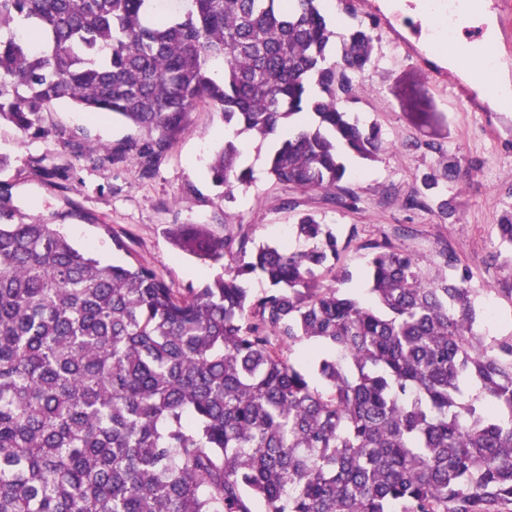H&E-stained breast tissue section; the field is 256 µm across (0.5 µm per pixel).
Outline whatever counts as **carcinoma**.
<instances>
[{"label":"carcinoma","mask_w":512,"mask_h":512,"mask_svg":"<svg viewBox=\"0 0 512 512\" xmlns=\"http://www.w3.org/2000/svg\"><path fill=\"white\" fill-rule=\"evenodd\" d=\"M374 51L317 0H0V122L44 135L59 101L112 116L149 134L112 163L149 176L204 100L274 140L277 182L345 209L346 158L384 147L347 108ZM241 156L226 139L208 165L227 201L254 180ZM295 230L310 248L172 225L224 269L180 291L117 234L130 258L103 264L1 211L0 512H512V335L475 330L460 260L425 271L367 240L360 296L347 244L311 214Z\"/></svg>","instance_id":"carcinoma-1"}]
</instances>
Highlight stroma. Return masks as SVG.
<instances>
[{
	"label": "stroma",
	"mask_w": 512,
	"mask_h": 512,
	"mask_svg": "<svg viewBox=\"0 0 512 512\" xmlns=\"http://www.w3.org/2000/svg\"><path fill=\"white\" fill-rule=\"evenodd\" d=\"M376 60L355 83L350 108L362 122L376 123L386 148L377 160L348 159L349 180L359 201L339 209L321 193L301 196L300 210L331 225L349 246L341 261L354 274L356 292H364L363 242L389 236L393 243L428 265L437 252L454 253L468 271L469 285L479 291L478 332L512 334V247L495 231L499 216L512 208V107L498 112L448 92L408 46L418 43L419 24L395 34L374 23ZM44 137H25L0 123V210L21 215L24 222L62 225L71 240L105 262L125 256L112 250L120 235L139 260L153 266L175 288H197L221 268L177 250L166 230L174 224H207L216 232L250 225L258 242L278 244L293 237L297 211L284 208L292 198L288 186L267 175L269 141L243 133L237 143L254 171L248 187L225 202L207 173L211 154L224 143V114L207 102L185 118V129L152 175L141 176L131 163L113 164L94 156L78 158L76 143L112 147L143 133L118 119L92 120L68 102L44 112ZM460 175L442 179L445 164ZM440 179L438 196L451 199L447 217L435 204L410 208L404 199L425 176Z\"/></svg>",
	"instance_id": "obj_1"
}]
</instances>
